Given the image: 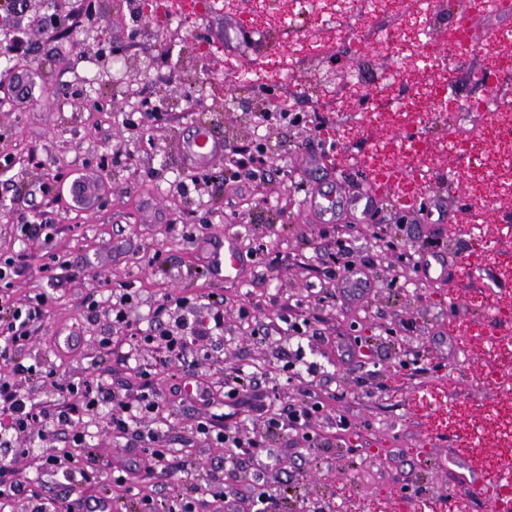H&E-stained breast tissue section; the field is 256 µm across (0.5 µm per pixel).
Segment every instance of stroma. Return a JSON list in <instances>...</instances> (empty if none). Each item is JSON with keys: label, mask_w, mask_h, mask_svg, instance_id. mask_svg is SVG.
Wrapping results in <instances>:
<instances>
[{"label": "stroma", "mask_w": 512, "mask_h": 512, "mask_svg": "<svg viewBox=\"0 0 512 512\" xmlns=\"http://www.w3.org/2000/svg\"><path fill=\"white\" fill-rule=\"evenodd\" d=\"M98 2L99 14L61 27L57 37L30 26L27 58L9 66L34 77L33 93L0 100V159L11 161L0 175V256L27 255L15 298L49 296L28 363L73 381L136 384L135 366L153 363L154 353L130 342L131 333L157 322L173 331L182 320L206 316L212 295L224 302V324L198 344L205 385L222 395L233 368L251 374L255 385L235 405L197 399L177 406L171 422L143 417L140 430L154 432L156 447L172 449L184 466L174 479L156 473L148 485L154 498L190 490L197 512H216L204 487L219 467L225 491L279 496L280 512H434L450 499L455 512H491L493 456L469 452L461 438L477 412L512 410V363L473 344L499 327L496 307L512 304V232L499 222L512 193L482 178L496 142L445 147L439 139L446 122L466 132L490 130L494 116L485 103L491 91L512 94V68H499L486 44L457 57L442 28L431 29L422 49L394 50L399 28L382 9L307 18L258 56L242 33L278 12L282 0H227L223 13L194 24L165 17L160 0L134 18L129 0ZM434 77L447 84L454 109L441 119L438 105L426 103L432 120H410ZM149 98L159 100L162 120L129 130L132 113ZM273 106L300 114L302 123H261L260 112ZM201 123L234 144H267L263 179L202 180L191 196L181 195L188 171L176 146ZM408 132L430 154L405 166L403 177L435 164L453 169L452 181L432 184L426 201L404 205L376 194L362 225L351 205L332 216L309 205L319 190H367L363 165L395 163L381 147ZM59 173L100 184L93 210L77 206L70 193L48 192ZM464 198L469 223L449 221ZM26 222L49 225L48 235L21 237ZM228 230L246 255L258 244L270 252L247 255L237 281L208 270ZM386 234L396 236L395 249L384 247ZM336 239L349 242V261L370 279L349 300L327 276L334 263L322 246ZM429 241L443 259L463 249L448 276L436 266L427 273L414 267ZM157 252L164 267L150 263ZM46 264L59 266V281L47 282ZM130 283L136 295L119 322L112 308ZM90 293L98 302L92 312L82 305ZM169 296L189 303L164 306ZM290 318L308 320L306 335L294 336ZM105 337L112 340L108 355L100 346ZM357 337L369 340L368 356H341L339 345ZM294 354L300 360L289 378L283 367ZM311 364L316 374L308 373ZM303 401L321 404L307 427L313 445L277 438L271 459L258 453L234 469L225 466L222 448L194 434L197 420L223 413L242 439H257L271 416ZM111 415L107 403L89 417L92 444L113 466L140 464V442L113 435ZM343 419L348 428H340ZM11 443L27 449L17 466L42 497L64 506L93 494L111 498L112 512H138L118 487L46 474L45 450L29 435ZM464 480L481 484L485 498L462 497Z\"/></svg>", "instance_id": "1"}]
</instances>
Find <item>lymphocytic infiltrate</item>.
<instances>
[{"instance_id":"lymphocytic-infiltrate-1","label":"lymphocytic infiltrate","mask_w":512,"mask_h":512,"mask_svg":"<svg viewBox=\"0 0 512 512\" xmlns=\"http://www.w3.org/2000/svg\"><path fill=\"white\" fill-rule=\"evenodd\" d=\"M230 163L221 171V181L238 176L259 179L264 174L265 147L248 143L230 146L226 149ZM25 261L24 255L0 260V500H6L27 491L28 483L22 480L17 468L20 457L25 456L22 448H11L9 436L13 433H28L40 442H47L48 436L42 429L45 420H53L57 434L63 435L65 445L52 449L43 459L48 473H55L65 463L79 467L82 483L95 486L106 480H113L115 486L124 488L126 493L136 494L141 512H193L191 495L174 493L171 500L154 499L147 492V485L156 472H179L171 449L152 447L151 436H144L143 452L146 462L137 469L135 478L113 475L112 462L100 457L99 451L87 440L79 423L84 415L95 411L103 403H111L114 413L109 421L113 432L126 435L134 432L138 422L149 414L167 412L165 398L156 387L160 373L177 369L178 378L170 387L172 394H180L188 385L198 382V364L191 358L200 340L211 336L224 322V303L213 299L208 303V323L181 322L179 334H162L156 341V357L152 364L138 369L137 388L118 390L107 388L101 381L83 379L58 384L59 398L50 404L35 402L20 383L24 380L51 379L55 373L37 365L26 363L24 352L38 329L47 311L48 297L39 294L28 302L14 299L12 278ZM11 448V455H3V448Z\"/></svg>"}]
</instances>
